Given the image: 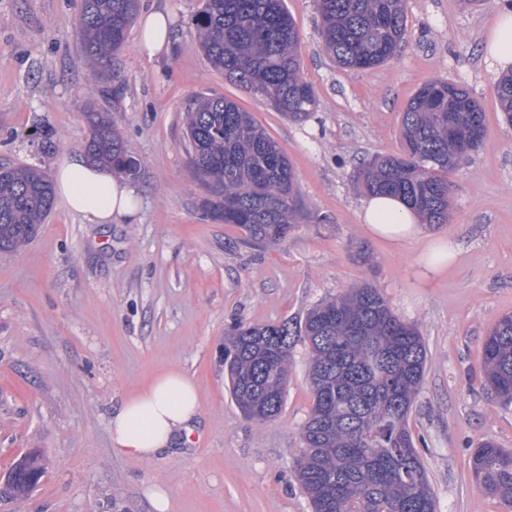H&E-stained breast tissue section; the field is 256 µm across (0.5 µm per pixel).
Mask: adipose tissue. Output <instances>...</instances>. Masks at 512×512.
<instances>
[{
    "label": "adipose tissue",
    "instance_id": "adipose-tissue-1",
    "mask_svg": "<svg viewBox=\"0 0 512 512\" xmlns=\"http://www.w3.org/2000/svg\"><path fill=\"white\" fill-rule=\"evenodd\" d=\"M142 39L139 48L148 57L168 49L171 32L161 11L142 12L138 19ZM54 187L73 212L94 223H136L137 192L126 180L91 163L79 153L69 155L58 167ZM361 221L371 234L402 245L421 237L423 228L416 213L402 200L369 196L361 209ZM195 382L173 369L126 399L109 420L113 449L143 460H154L175 448L182 433L191 432L199 414Z\"/></svg>",
    "mask_w": 512,
    "mask_h": 512
}]
</instances>
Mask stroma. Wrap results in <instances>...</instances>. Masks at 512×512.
<instances>
[{
	"mask_svg": "<svg viewBox=\"0 0 512 512\" xmlns=\"http://www.w3.org/2000/svg\"><path fill=\"white\" fill-rule=\"evenodd\" d=\"M406 3L409 44L381 66L350 72L323 48L316 0H286L317 101L295 124L209 66L194 28L203 0H139L140 10L169 11L170 53L145 58L131 25L104 81L81 52V0H0V164L55 173L83 149L90 99L141 162L136 223L96 224L58 199L26 247L0 254V478L29 449L46 462L34 490L0 499V512H153L147 494L156 485L170 512H312L294 467L313 402L306 347L292 350L279 416L260 425L228 391L224 333L302 321L361 282L380 288L426 344L409 428L437 512H512L470 469L483 442L512 448V408L491 401L482 370L484 337L512 314V125L501 117L486 49L500 0ZM436 79L470 90L486 136L448 173V223L397 246L364 228L353 174L399 151L407 103ZM202 93L250 112L291 162L312 219L285 243L244 245L240 228L203 211L208 191L183 147L186 101ZM446 240L459 253L431 271ZM172 368L198 387L194 430L163 458L116 454L113 411Z\"/></svg>",
	"mask_w": 512,
	"mask_h": 512,
	"instance_id": "1",
	"label": "stroma"
}]
</instances>
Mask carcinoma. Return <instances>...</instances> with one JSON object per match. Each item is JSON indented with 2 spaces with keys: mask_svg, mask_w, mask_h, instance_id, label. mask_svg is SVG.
Segmentation results:
<instances>
[{
  "mask_svg": "<svg viewBox=\"0 0 512 512\" xmlns=\"http://www.w3.org/2000/svg\"><path fill=\"white\" fill-rule=\"evenodd\" d=\"M138 0H82L77 18L86 58L112 70ZM326 53L349 71L395 57L407 43L406 0H317ZM204 57L224 79L266 100L293 123L316 107L296 54L299 32L285 0H205L195 18ZM502 118L512 124V71L495 86ZM84 116L85 152L136 178L140 160L107 113L91 103ZM458 132L448 135V117ZM485 112L465 88L434 80L410 99L401 120V150L377 156L354 175L370 194L400 198L423 224H446L453 186L448 171L485 139ZM185 151L194 176L210 182L202 207L211 220L235 224L246 241L283 244L306 217L296 177L279 145L250 113L225 97L196 96L185 108ZM54 206L52 184L33 167H0V254L36 236ZM309 351L313 405L301 428L298 481L313 512H436L434 493L408 427L425 375L427 349L418 329L389 307L379 288L362 283L312 308L298 325L232 328L224 368L232 397L257 423L280 414L292 348ZM483 373L504 408L512 407V315L485 336ZM14 467L0 494L21 497L44 475L40 451ZM475 483L512 507V450L486 441L471 460Z\"/></svg>",
  "mask_w": 512,
  "mask_h": 512,
  "instance_id": "cac0c4a2",
  "label": "carcinoma"
}]
</instances>
